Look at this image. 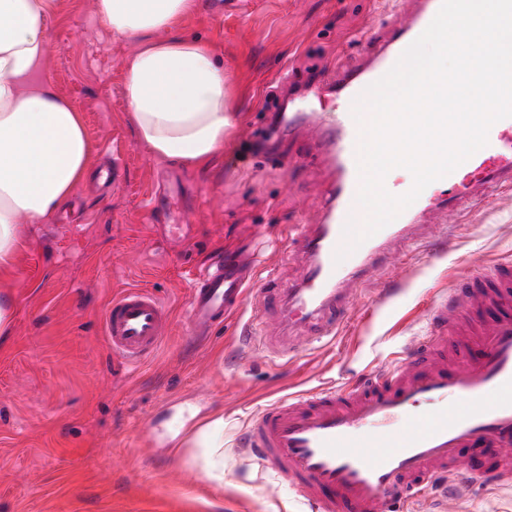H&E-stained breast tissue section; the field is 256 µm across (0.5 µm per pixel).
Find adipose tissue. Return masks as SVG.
<instances>
[{
    "instance_id": "adipose-tissue-1",
    "label": "adipose tissue",
    "mask_w": 512,
    "mask_h": 512,
    "mask_svg": "<svg viewBox=\"0 0 512 512\" xmlns=\"http://www.w3.org/2000/svg\"><path fill=\"white\" fill-rule=\"evenodd\" d=\"M196 0H96L119 38L141 37L124 67L139 139L156 158L208 163L233 125L228 76L209 46L167 36ZM49 0H0V269L12 266L22 227L44 220L88 173L92 146L79 112L38 80L48 51Z\"/></svg>"
}]
</instances>
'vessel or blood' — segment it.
I'll return each instance as SVG.
<instances>
[{
    "label": "vessel or blood",
    "mask_w": 512,
    "mask_h": 512,
    "mask_svg": "<svg viewBox=\"0 0 512 512\" xmlns=\"http://www.w3.org/2000/svg\"><path fill=\"white\" fill-rule=\"evenodd\" d=\"M442 0H415L412 10L380 19L384 38L369 39L361 64L308 83L283 71L288 109L266 130L311 123L296 161L322 159L331 183L315 223L288 228L304 262L295 283L278 288L272 267L236 258L210 265L196 280L189 321L202 334L231 317L280 321L245 346L280 355L335 338L357 286L395 266L409 246L434 251L418 231L439 220L459 223L495 193L512 188V117L492 125L487 144L449 175L429 184L397 218L348 249L345 226L362 222L354 101L385 76L429 26ZM170 321L147 288L113 296L102 334L113 354L135 365L153 354ZM245 453L268 465L310 512H395L438 481L482 477L512 485V261L499 262L435 295L425 335L383 370L355 384L282 398L261 411L241 437Z\"/></svg>",
    "instance_id": "vessel-or-blood-1"
}]
</instances>
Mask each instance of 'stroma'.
Returning <instances> with one entry per match:
<instances>
[{
	"mask_svg": "<svg viewBox=\"0 0 512 512\" xmlns=\"http://www.w3.org/2000/svg\"><path fill=\"white\" fill-rule=\"evenodd\" d=\"M96 0H53L40 78L81 113L94 152L121 162L112 187L95 176L42 223L26 228L0 292L15 300L13 334L0 345V512H302L286 481L234 444L266 406L301 391L354 382L384 368L422 335L437 291L512 259V190L493 196L449 234L442 257L416 249L387 271L394 297L376 304L361 286L346 331L290 357L252 355L237 326L196 335L189 281L236 251L275 266L279 287L297 277L289 225L315 217L321 166L283 169L260 148L266 101L281 70L333 73L359 62L358 32L403 0H199L173 34L214 47L235 90V122L210 166L184 167L140 143L123 86L139 47L118 39ZM259 149L238 160L244 144ZM144 284L171 310L158 351L131 367L104 342L102 314L118 290ZM223 420V445L197 432ZM446 512H512V486H463Z\"/></svg>",
	"mask_w": 512,
	"mask_h": 512,
	"instance_id": "35a3bbf8",
	"label": "stroma"
}]
</instances>
